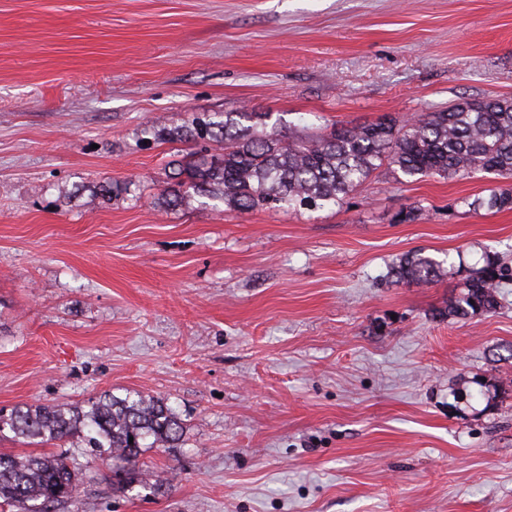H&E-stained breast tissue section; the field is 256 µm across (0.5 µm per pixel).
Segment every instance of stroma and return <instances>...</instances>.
I'll return each mask as SVG.
<instances>
[{"mask_svg":"<svg viewBox=\"0 0 512 512\" xmlns=\"http://www.w3.org/2000/svg\"><path fill=\"white\" fill-rule=\"evenodd\" d=\"M496 96L512 0H0V410L135 391L183 423L143 484L78 456L66 512H512V282L494 313L444 314L487 258L512 269V210L467 205L492 175L172 208L192 146L143 134ZM412 251L441 274L395 282Z\"/></svg>","mask_w":512,"mask_h":512,"instance_id":"35a3bbf8","label":"stroma"}]
</instances>
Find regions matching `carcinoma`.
Masks as SVG:
<instances>
[{
    "mask_svg": "<svg viewBox=\"0 0 512 512\" xmlns=\"http://www.w3.org/2000/svg\"><path fill=\"white\" fill-rule=\"evenodd\" d=\"M270 120L269 112H224L198 117L189 126L148 128L156 139L224 143L221 156H202L180 166L175 173L179 180L164 203L187 207L200 194L239 213L268 206L315 211L342 205L383 166L396 180L477 172L512 177L511 99L468 100L446 112L356 125L329 137H286ZM470 206L512 209V188H490L487 197L474 199ZM440 272V262L419 252L406 254L395 266L397 279L406 282L428 283ZM502 280L497 261L487 260L448 301V315L495 312ZM6 430L36 445L75 439L126 483L143 481L144 452L174 448L183 434L163 399L138 393H108L74 406L20 404L0 414V435ZM80 486V467L66 451L0 453V506L64 512Z\"/></svg>",
    "mask_w": 512,
    "mask_h": 512,
    "instance_id": "carcinoma-1",
    "label": "carcinoma"
}]
</instances>
